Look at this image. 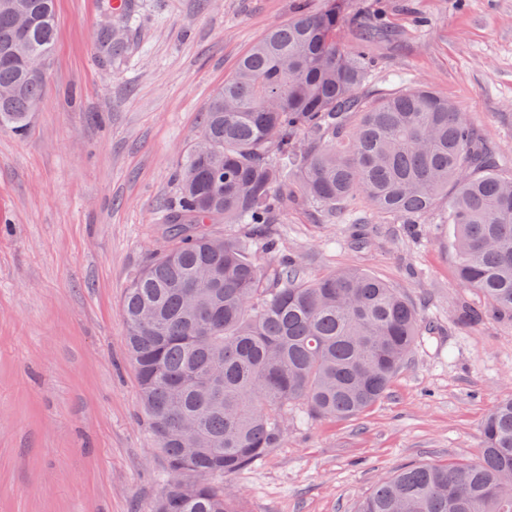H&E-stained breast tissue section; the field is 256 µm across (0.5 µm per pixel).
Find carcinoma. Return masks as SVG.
Masks as SVG:
<instances>
[{
	"label": "carcinoma",
	"mask_w": 512,
	"mask_h": 512,
	"mask_svg": "<svg viewBox=\"0 0 512 512\" xmlns=\"http://www.w3.org/2000/svg\"><path fill=\"white\" fill-rule=\"evenodd\" d=\"M55 0H0V127L20 133L48 87L29 73L56 38ZM339 0L302 5L241 58L205 105L163 223L172 243L120 305L149 428L184 481L150 512H242L224 479L277 447L288 420L354 417L381 399L421 338L415 306L347 268L308 278L294 261L263 266L273 234L247 241L212 224H280L290 207L335 223L366 205L425 224L438 203L454 227L457 277L485 300L457 321L512 320V169L448 99L404 88L367 101L372 37ZM297 176L300 189H288ZM474 464H425L380 480L360 512H512V395L481 426Z\"/></svg>",
	"instance_id": "carcinoma-1"
}]
</instances>
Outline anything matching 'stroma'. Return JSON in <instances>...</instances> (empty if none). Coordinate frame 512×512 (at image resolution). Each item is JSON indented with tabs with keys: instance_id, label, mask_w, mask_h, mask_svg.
Wrapping results in <instances>:
<instances>
[{
	"instance_id": "stroma-1",
	"label": "stroma",
	"mask_w": 512,
	"mask_h": 512,
	"mask_svg": "<svg viewBox=\"0 0 512 512\" xmlns=\"http://www.w3.org/2000/svg\"><path fill=\"white\" fill-rule=\"evenodd\" d=\"M56 0L48 90L27 131L0 128V512H147L167 461L146 424L119 307L168 242L160 221L208 100L297 0ZM389 30L363 93L388 73L430 86L512 164V0H342ZM122 49L105 56L98 32ZM349 224L303 208L277 253L308 277L355 267L398 288L440 336L357 417L300 420L229 478L244 512H359L401 468L474 463L480 424L512 394V324L458 325L481 295L456 274L444 206L409 234L367 213Z\"/></svg>"
}]
</instances>
